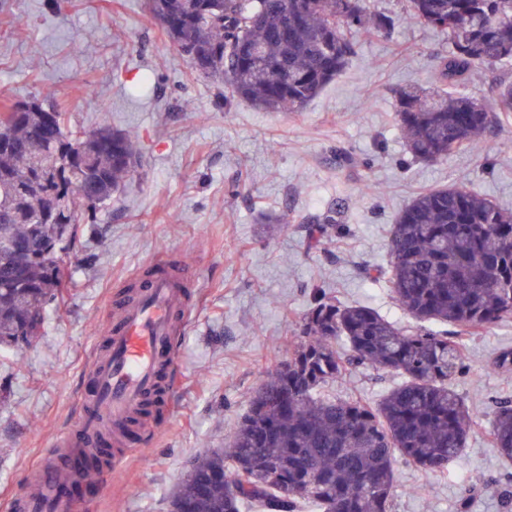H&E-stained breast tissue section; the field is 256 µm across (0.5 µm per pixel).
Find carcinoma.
Listing matches in <instances>:
<instances>
[{
  "instance_id": "obj_1",
  "label": "carcinoma",
  "mask_w": 512,
  "mask_h": 512,
  "mask_svg": "<svg viewBox=\"0 0 512 512\" xmlns=\"http://www.w3.org/2000/svg\"><path fill=\"white\" fill-rule=\"evenodd\" d=\"M406 2L410 19L448 38L443 88L396 91L408 152L428 164L457 148L486 153L487 130L512 112V83L496 85L488 104L463 85L476 68L512 61V0ZM149 12L198 77L224 84V99L268 112L302 111L355 57L353 34L394 23L370 0H149ZM136 140L109 126L72 131L67 113L37 101L0 116L1 345L41 336L77 225L121 196L139 163ZM320 223L309 232L316 246L338 212ZM377 276L417 326L321 294L301 319L288 372L275 369L254 393L228 450L191 461L170 512H388L395 455L428 476L448 471L476 422L454 387L463 336L512 321V211L460 187L422 192L393 225ZM360 366L400 382L375 405L321 394ZM490 430L511 462L512 399L498 402ZM106 463L102 448L76 457L70 484L93 481Z\"/></svg>"
}]
</instances>
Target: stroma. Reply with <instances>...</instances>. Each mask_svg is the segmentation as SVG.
I'll use <instances>...</instances> for the list:
<instances>
[{
	"label": "stroma",
	"mask_w": 512,
	"mask_h": 512,
	"mask_svg": "<svg viewBox=\"0 0 512 512\" xmlns=\"http://www.w3.org/2000/svg\"><path fill=\"white\" fill-rule=\"evenodd\" d=\"M399 17L391 35L361 34L344 72L300 112L225 100L199 78L152 19L147 0H0V113L53 94L75 131L101 126L139 136L140 165L120 199L79 227L64 298L31 345L0 346V512L21 474L34 473L91 387L93 347L112 324L115 292L140 283L166 253L197 299L179 337L180 376L160 415L113 446L117 480L96 481L79 512H169L194 457L228 448L254 392L287 358L317 291L365 305L401 326L413 319L376 268L390 229L418 193L463 187L512 210V112L500 113L487 157L466 150L431 165L412 159L394 120V91L434 85L448 45L403 21L404 0H374ZM340 214L330 241L308 227ZM512 322L465 340L456 390L478 421L447 473L425 477L396 459L390 512H512L511 468L489 421L512 398ZM394 376L371 368L324 387L377 403Z\"/></svg>",
	"instance_id": "1"
}]
</instances>
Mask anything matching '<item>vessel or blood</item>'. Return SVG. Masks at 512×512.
<instances>
[{
  "label": "vessel or blood",
  "instance_id": "vessel-or-blood-1",
  "mask_svg": "<svg viewBox=\"0 0 512 512\" xmlns=\"http://www.w3.org/2000/svg\"><path fill=\"white\" fill-rule=\"evenodd\" d=\"M180 274L158 277L138 295L116 302V314L104 349L91 363L94 392L83 398L78 414L61 434L39 467L34 480L10 500L11 512H75L73 503L58 495L66 481L70 448L94 447L104 423H123L134 417L151 395L159 373L169 383L178 380V348L174 330L184 328L192 314Z\"/></svg>",
  "mask_w": 512,
  "mask_h": 512
}]
</instances>
